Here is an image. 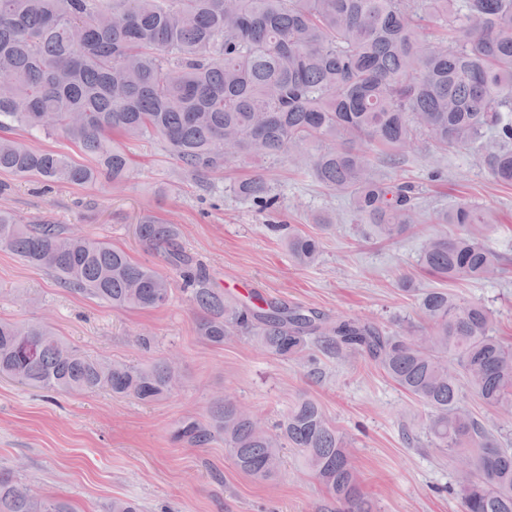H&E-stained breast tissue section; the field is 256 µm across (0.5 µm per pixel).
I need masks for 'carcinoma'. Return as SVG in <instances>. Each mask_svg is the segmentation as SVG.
Segmentation results:
<instances>
[{
	"label": "carcinoma",
	"mask_w": 512,
	"mask_h": 512,
	"mask_svg": "<svg viewBox=\"0 0 512 512\" xmlns=\"http://www.w3.org/2000/svg\"><path fill=\"white\" fill-rule=\"evenodd\" d=\"M0 171L49 184L119 185L131 161L115 138H151L199 176L229 159H285L315 147L308 170L349 197L354 220L382 241L414 223L415 186L387 182L418 136L433 152L477 144L493 178L512 184V0H0ZM59 136L90 156L32 147L10 136ZM224 141V150L218 142ZM234 195L262 208L275 195L264 175L238 179ZM434 223L457 232L429 238L419 265L448 281L512 273V259L488 248L495 212L457 202ZM301 266L320 260L322 237L281 224ZM139 241L162 255L191 288L198 332L220 345L237 331L289 359L313 342L365 355L429 409L425 435L458 462L461 512H512V442L466 408L469 397L512 417V345L494 335L491 312L445 288L416 293L421 321L389 334L361 319L266 300L236 303L209 286L206 271L179 245L180 229L149 212ZM0 247L56 273L63 286L114 308L152 310L170 299V280L121 249L60 224H20L0 212ZM171 366L137 368L89 358L41 323L0 322V375L48 392L105 389L151 403L173 389ZM224 436L235 468L273 479L293 448L334 512H376L362 489L343 434L319 405L303 399L277 430L255 431L252 414L226 398L208 427L185 424L195 441ZM0 512H75L37 498L0 472Z\"/></svg>",
	"instance_id": "obj_1"
}]
</instances>
